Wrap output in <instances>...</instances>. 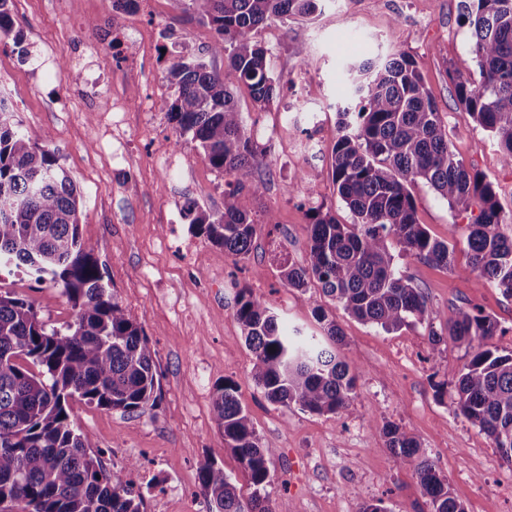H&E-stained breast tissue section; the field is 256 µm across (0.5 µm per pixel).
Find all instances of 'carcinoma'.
Returning a JSON list of instances; mask_svg holds the SVG:
<instances>
[{
	"instance_id": "obj_1",
	"label": "carcinoma",
	"mask_w": 512,
	"mask_h": 512,
	"mask_svg": "<svg viewBox=\"0 0 512 512\" xmlns=\"http://www.w3.org/2000/svg\"><path fill=\"white\" fill-rule=\"evenodd\" d=\"M184 12L210 26L209 52L225 56L224 73L198 56L178 55L166 79L176 96L162 108L191 136L209 164L229 177L224 212L215 216L190 203L189 224L219 249L246 257L256 221L245 194L257 193L256 151L237 111L233 91L246 85L254 101L269 104L279 84L256 40L273 20L310 17L320 0H179ZM463 23L471 29L482 82L455 83L458 103L499 142L512 167V0H465ZM361 107L357 121L338 113L333 181L353 216L340 223L311 210L307 266H288V287L315 282L344 313L395 332L429 327L432 354L442 332L438 312L397 270L411 255L448 267L455 245L432 238L416 219L410 186L426 181L457 215L472 213L465 249L470 267L512 298V225L504 227L492 185L456 158L448 125L423 84L414 59L399 53L363 61L348 70ZM51 135L32 134L12 121L0 99V263L12 264L35 283H51L73 311L65 331L48 326L34 306L0 291V512H143V498L119 473H108L90 452L93 439L72 427L70 400L104 409L146 414L156 407L159 380L153 351L134 314L103 282L98 260L80 236L81 197L49 148ZM324 341L292 336L277 316L246 289L235 316L252 353L251 378L268 401L315 414L344 415L360 369L340 357L342 337L322 308L315 310ZM455 342L482 344L456 383L461 414L484 432L512 465V353L483 347L498 330L496 318L477 306L460 307L446 321ZM236 384L216 386L213 419L224 447L241 464L252 492L247 499L207 460L199 469L211 512H272L267 487L272 446L260 441L236 396ZM395 463L417 476L431 512H466L420 443L396 425L384 430Z\"/></svg>"
}]
</instances>
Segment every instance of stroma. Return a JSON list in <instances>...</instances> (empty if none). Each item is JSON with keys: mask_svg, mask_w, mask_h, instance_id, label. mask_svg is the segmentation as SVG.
I'll return each instance as SVG.
<instances>
[{"mask_svg": "<svg viewBox=\"0 0 512 512\" xmlns=\"http://www.w3.org/2000/svg\"><path fill=\"white\" fill-rule=\"evenodd\" d=\"M8 7L23 41L0 35V97L22 128L50 133L83 197L82 241L155 352L159 390L151 412L71 402L74 428L96 442L106 470L143 492L144 512H209L199 481L208 460L249 497L241 465L212 418L215 388L227 379L237 384L262 442L275 450L268 488L274 510L360 512L380 499L389 512H430L412 469L398 467L387 446L382 428L393 423L420 442L466 512H512V466L457 405L455 384L475 345L447 338L440 358L430 360L423 326L384 331L345 314L317 286L298 290L282 278L285 267L307 263L312 208L352 221L332 179L337 113L355 104L346 84L352 62L412 56L448 124L451 150L492 183L505 218H512V169L503 165L496 138L455 97L457 79L481 80L461 0H321L313 19L259 29L282 94L262 107L247 87L236 92L242 123L264 149L256 157L263 186L246 198L257 227L243 259L219 257L185 218L189 202L223 212L225 176L159 108L174 94L165 78L169 54L207 55L210 26L191 20L177 0H140L132 12L113 10L112 0H9ZM300 44L306 57L295 53ZM116 99L126 111L113 112ZM313 118L320 148L303 157L296 144ZM308 170L319 172L315 183L303 180ZM411 192L417 221L431 237L464 240L466 222L446 200L421 180ZM188 239L197 244L194 252L182 248ZM468 262L460 246L451 268L410 255L397 268L441 319L465 304L494 316L501 330L490 345L510 353L512 299ZM243 289L308 336L322 333L316 307L335 318L342 356L362 369L345 416L266 399L250 375L252 355L234 316ZM0 290L31 301L51 326L73 319L58 288L13 268L0 267Z\"/></svg>", "mask_w": 512, "mask_h": 512, "instance_id": "obj_1", "label": "stroma"}]
</instances>
